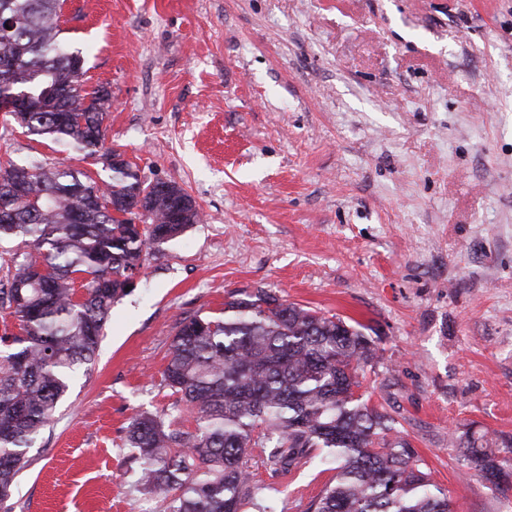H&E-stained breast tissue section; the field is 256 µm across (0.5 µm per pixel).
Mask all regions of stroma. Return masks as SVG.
Listing matches in <instances>:
<instances>
[{
	"instance_id": "35a3bbf8",
	"label": "stroma",
	"mask_w": 512,
	"mask_h": 512,
	"mask_svg": "<svg viewBox=\"0 0 512 512\" xmlns=\"http://www.w3.org/2000/svg\"><path fill=\"white\" fill-rule=\"evenodd\" d=\"M61 27L110 94L105 148L203 219L113 305L12 512H164L126 427L195 428L162 376L176 326L260 289L365 325L363 397L451 512H512L452 444H512V0H62ZM7 160L103 175L0 112ZM336 466L253 472L273 512H306Z\"/></svg>"
}]
</instances>
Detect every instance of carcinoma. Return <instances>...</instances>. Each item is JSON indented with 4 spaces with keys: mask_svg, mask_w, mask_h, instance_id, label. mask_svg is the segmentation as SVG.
Returning <instances> with one entry per match:
<instances>
[{
    "mask_svg": "<svg viewBox=\"0 0 512 512\" xmlns=\"http://www.w3.org/2000/svg\"><path fill=\"white\" fill-rule=\"evenodd\" d=\"M61 0H0V92L45 101L22 113L24 133L65 141L86 157L105 156L104 88L61 99L84 66L60 39ZM108 189L83 171L0 163V187L19 188L0 239L26 247L9 259L0 281V310L21 333L0 336V506L28 466L26 449L53 421L75 371L93 361L112 305L128 293L148 256L199 218L180 185L146 195L141 229L131 223L141 194L132 166H102ZM187 199L183 223L170 224ZM377 348L360 329L276 295L241 290L224 316L178 323L165 384L180 395L197 426L172 429L153 414L135 416L126 444L135 449L140 483L165 512H267L265 486L252 477V449L272 473L308 461L316 449L336 456V482L308 512H450L395 418L357 394L358 370ZM482 473L509 463L475 440L458 439Z\"/></svg>",
    "mask_w": 512,
    "mask_h": 512,
    "instance_id": "obj_1",
    "label": "carcinoma"
}]
</instances>
